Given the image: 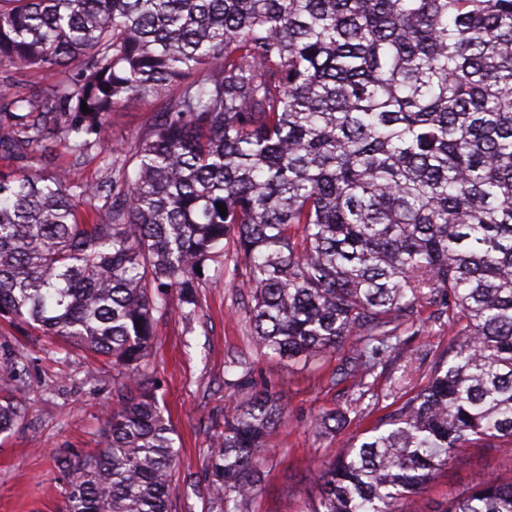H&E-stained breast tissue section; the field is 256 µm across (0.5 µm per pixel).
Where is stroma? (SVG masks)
Returning a JSON list of instances; mask_svg holds the SVG:
<instances>
[{
  "instance_id": "stroma-1",
  "label": "stroma",
  "mask_w": 512,
  "mask_h": 512,
  "mask_svg": "<svg viewBox=\"0 0 512 512\" xmlns=\"http://www.w3.org/2000/svg\"><path fill=\"white\" fill-rule=\"evenodd\" d=\"M158 107L151 100L136 110L111 112L99 154L75 158L63 141L53 143L49 153L61 165L76 163L80 181L103 182L108 174L102 156L144 136ZM223 264L220 255L207 263L192 314L174 306L159 320L148 357L157 400L174 428L178 450L172 510L215 512L210 448L224 429V408L231 400H246L251 390L268 388L283 397L284 418L243 512H306L337 452L395 408L387 394L393 371L378 374L361 414L336 433H316L312 419L344 400L343 387L330 382L343 351L330 354L315 369L261 355L246 315L249 292L240 280L222 273ZM420 315L423 331L409 339L397 359L416 386L426 383L450 336L440 306L423 305ZM6 349L26 355L29 367L23 390L15 394L24 417L11 432L0 434V512H64L70 474L61 461L100 448L104 419L117 402L122 376L104 358L21 332L0 319V351ZM231 359L252 367L250 389L228 388V381L240 375L239 369L227 368ZM494 476L512 478V457L494 448L460 449L414 497L413 512H434L449 496Z\"/></svg>"
}]
</instances>
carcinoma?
<instances>
[{
  "label": "carcinoma",
  "mask_w": 512,
  "mask_h": 512,
  "mask_svg": "<svg viewBox=\"0 0 512 512\" xmlns=\"http://www.w3.org/2000/svg\"><path fill=\"white\" fill-rule=\"evenodd\" d=\"M53 70L36 94L0 82V319L106 357L124 376L103 448L70 463L65 512H171L174 430L144 365L167 289L235 248L259 350L309 363L349 345L331 383L350 421L421 304L448 314L427 383L336 455L308 512H407L482 445L512 452V0H0V65ZM162 101L101 186L27 170L80 158L119 107ZM86 103L89 112L81 110ZM227 209L221 216L216 204ZM21 356L0 359L16 381ZM284 406L265 388L224 412L210 450L217 512H241ZM0 400V433L21 421ZM436 512H512L490 478Z\"/></svg>",
  "instance_id": "obj_1"
}]
</instances>
